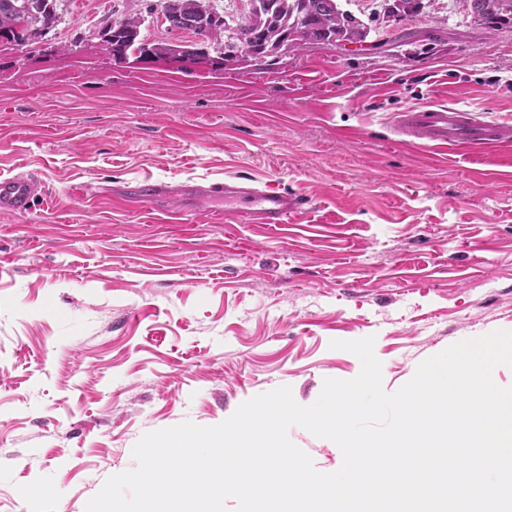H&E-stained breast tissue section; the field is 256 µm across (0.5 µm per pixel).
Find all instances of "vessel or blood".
Segmentation results:
<instances>
[{
	"mask_svg": "<svg viewBox=\"0 0 512 512\" xmlns=\"http://www.w3.org/2000/svg\"><path fill=\"white\" fill-rule=\"evenodd\" d=\"M400 134L420 144L437 147L492 145L507 137L504 127L476 119L470 112L444 105H425L402 112L396 120ZM200 197H219L232 203L231 215L248 224H265L274 230L288 226L289 218L305 212L307 201L294 193L272 186L256 187L239 178L189 188L144 181L130 188L127 199L147 202L161 197H180L189 193ZM40 180L21 174L0 177V213L22 215L30 211L37 196L42 195Z\"/></svg>",
	"mask_w": 512,
	"mask_h": 512,
	"instance_id": "obj_1",
	"label": "vessel or blood"
}]
</instances>
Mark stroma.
I'll list each match as a JSON object with an SVG mask.
<instances>
[{"mask_svg":"<svg viewBox=\"0 0 512 512\" xmlns=\"http://www.w3.org/2000/svg\"><path fill=\"white\" fill-rule=\"evenodd\" d=\"M423 4L397 22L348 0L375 49L267 69L115 62L107 20L189 40L159 0H60L39 44L0 46V176L46 192L0 214V512H85L147 432L218 425L284 385L314 403L360 372L331 341L374 337L392 393L450 345L512 331V139L445 153L393 128L424 104L512 128V29ZM230 176L308 209L273 233L220 201L118 203L142 178ZM289 437L316 470L341 466L331 440Z\"/></svg>","mask_w":512,"mask_h":512,"instance_id":"obj_1","label":"stroma"}]
</instances>
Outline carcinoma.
Wrapping results in <instances>:
<instances>
[{
	"label": "carcinoma",
	"instance_id": "cac0c4a2",
	"mask_svg": "<svg viewBox=\"0 0 512 512\" xmlns=\"http://www.w3.org/2000/svg\"><path fill=\"white\" fill-rule=\"evenodd\" d=\"M261 9L255 13L256 27L246 48L267 58L266 65L279 59V48L295 39L302 19L309 24L311 45L341 47L348 43L368 41L371 26L343 8L342 0H259ZM395 17L404 20L419 15L423 0H390ZM203 0H165L162 13L171 28L208 38L214 44L223 38L239 35L224 24V15L211 4L205 13L197 8ZM475 22L488 30L512 28V0H465ZM60 19L58 0H0V42L32 46L44 39ZM140 17L114 20L104 26V43L113 59L132 58L150 63L163 59L169 42H148L140 38Z\"/></svg>",
	"mask_w": 512,
	"mask_h": 512
}]
</instances>
